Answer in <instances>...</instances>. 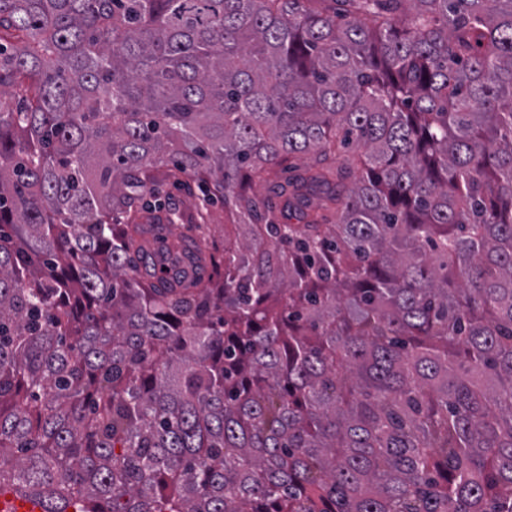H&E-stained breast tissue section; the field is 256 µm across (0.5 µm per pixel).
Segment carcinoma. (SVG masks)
I'll return each instance as SVG.
<instances>
[{
	"instance_id": "obj_1",
	"label": "carcinoma",
	"mask_w": 512,
	"mask_h": 512,
	"mask_svg": "<svg viewBox=\"0 0 512 512\" xmlns=\"http://www.w3.org/2000/svg\"><path fill=\"white\" fill-rule=\"evenodd\" d=\"M339 2L0 0V488L512 512V0Z\"/></svg>"
}]
</instances>
